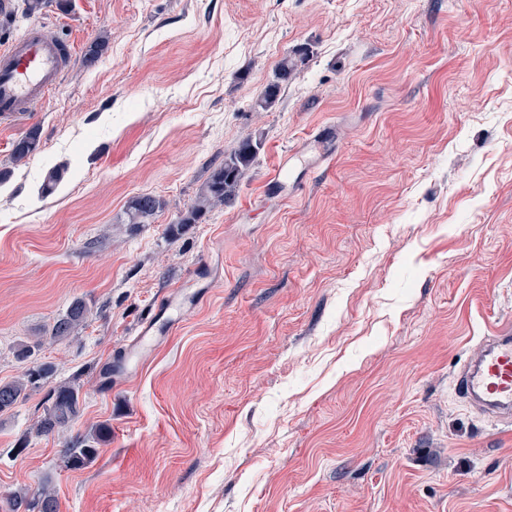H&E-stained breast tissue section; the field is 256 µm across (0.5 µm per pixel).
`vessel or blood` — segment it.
<instances>
[{"label": "vessel or blood", "instance_id": "vessel-or-blood-1", "mask_svg": "<svg viewBox=\"0 0 512 512\" xmlns=\"http://www.w3.org/2000/svg\"><path fill=\"white\" fill-rule=\"evenodd\" d=\"M72 40L48 35L41 24L0 48V121H19L45 102L61 84L75 58ZM179 297L159 303L118 363L119 372L137 364L141 350L154 341L158 323L178 324ZM456 396L492 422L512 425V327L484 337L480 352L469 358L453 380Z\"/></svg>", "mask_w": 512, "mask_h": 512}]
</instances>
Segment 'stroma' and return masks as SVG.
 Listing matches in <instances>:
<instances>
[{
	"mask_svg": "<svg viewBox=\"0 0 512 512\" xmlns=\"http://www.w3.org/2000/svg\"><path fill=\"white\" fill-rule=\"evenodd\" d=\"M33 21L108 46L0 125V381L54 367L0 416V512L41 485L59 512H512V430L452 386L512 324V0H72L0 18V46ZM34 126L41 151L12 163ZM249 136L235 200L170 234ZM140 193L164 211L123 223ZM203 261L214 288L105 387ZM77 297L91 311L72 337L19 359ZM66 381L79 418L35 435ZM100 424L96 461L65 468V438ZM305 55L306 52L299 49L294 52L293 57L288 58L287 56L282 60L276 81L267 86L263 96L255 103L256 107L265 109L275 101L280 90V83L288 81V77L297 69L298 63L303 62Z\"/></svg>",
	"mask_w": 512,
	"mask_h": 512,
	"instance_id": "1",
	"label": "stroma"
}]
</instances>
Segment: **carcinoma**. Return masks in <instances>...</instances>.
Wrapping results in <instances>:
<instances>
[{"mask_svg": "<svg viewBox=\"0 0 512 512\" xmlns=\"http://www.w3.org/2000/svg\"><path fill=\"white\" fill-rule=\"evenodd\" d=\"M70 0H22L21 15L29 17L42 12L44 9L55 6L59 10L69 7ZM107 37L91 43L83 56L84 66L91 69L99 62L104 50ZM306 52L299 49L291 57L282 60L276 81L270 83L263 96L257 100L255 106L265 109L276 99L280 83L288 77L303 62ZM41 150L40 132L36 127L30 128L24 135L14 141L11 150V159L15 163L37 154ZM258 145L251 138L242 140L234 152L224 157V163L216 168L187 213L170 225V232L178 231L183 224H195L208 211L218 205H224L233 200L239 184L245 173L253 166L257 156ZM67 168L54 166L47 170L40 186L41 194L49 195L63 181ZM164 208V201L151 193H141L132 196L125 206V221L128 224H151L157 214ZM90 309L82 298L71 302L66 312L56 319L48 330L49 339L62 342L72 336L74 329L83 323ZM49 368L40 365L27 370L24 377L10 382H0V413H6L18 403L27 398V390L39 384L47 376ZM82 406L80 385L73 381L64 382L51 388L46 396L43 415L34 425V433L38 436L60 434L67 431L78 418ZM100 428L90 430L88 433L77 436L64 445L60 450L63 464L70 469H83L92 464L99 452L101 443ZM14 512H57V497L55 493L43 487L33 492L24 490L11 496Z\"/></svg>", "mask_w": 512, "mask_h": 512, "instance_id": "obj_1", "label": "carcinoma"}]
</instances>
